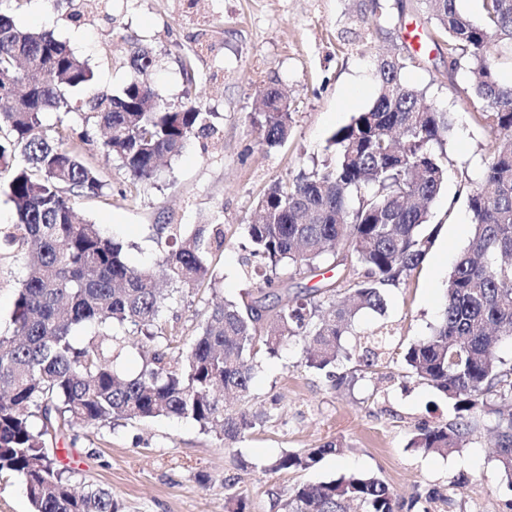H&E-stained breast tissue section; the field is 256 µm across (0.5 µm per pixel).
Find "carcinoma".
I'll use <instances>...</instances> for the list:
<instances>
[{
	"mask_svg": "<svg viewBox=\"0 0 512 512\" xmlns=\"http://www.w3.org/2000/svg\"><path fill=\"white\" fill-rule=\"evenodd\" d=\"M434 34L448 45V73L472 75L471 94L492 150L481 183L466 186L473 224L468 248L443 287L434 333L403 355L416 377L453 401L458 421L418 429L411 446L425 453L462 447L485 397L512 402V367L496 357L512 341V85L497 76L494 42L512 52V0H484V19L472 21L458 0H424ZM131 75L116 95L92 94L83 127H48L49 110L73 111L66 93L90 89L94 72L51 31L18 26L0 13V163L21 155L3 192L16 223L0 226V250L21 259L27 274L17 287L10 333L0 335V473L25 484L33 512H119L112 494L90 485L82 493L56 468L47 443L79 426L114 420L177 417L219 433L232 444L261 417L227 413L221 393L245 397L253 359L278 352L294 337L307 343L305 365L325 371L339 362L342 336L362 310L386 312L387 292L405 283L424 260L431 235L430 206L448 177L443 149L448 113L426 104L423 90L402 80L414 54L374 58L373 104L328 139L334 160L295 179L272 183L245 225L243 271L260 278L262 295L226 299L199 324L186 349L160 343L163 312L185 288L216 283L213 256L224 251V225L163 224L153 264L134 268L127 246L79 218L77 201L100 193L103 181L86 159L91 130L106 131L105 150L135 187L151 183L159 161L181 153L192 136L213 130L211 113L193 101L172 109L156 99L154 59L130 50ZM292 104L266 88L253 124L270 147L288 139ZM362 270L336 284L315 285L278 306L264 301L290 276L314 275L321 263ZM133 334L143 337L142 366L125 375L119 359ZM365 366L390 355L387 333L367 336ZM495 449L512 487V412H498ZM339 444L285 451L272 471H305ZM397 512L384 481L362 474L300 483L288 490L283 512Z\"/></svg>",
	"mask_w": 512,
	"mask_h": 512,
	"instance_id": "cac0c4a2",
	"label": "carcinoma"
}]
</instances>
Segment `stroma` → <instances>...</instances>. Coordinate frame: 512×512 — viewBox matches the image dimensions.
<instances>
[{"label": "stroma", "mask_w": 512, "mask_h": 512, "mask_svg": "<svg viewBox=\"0 0 512 512\" xmlns=\"http://www.w3.org/2000/svg\"><path fill=\"white\" fill-rule=\"evenodd\" d=\"M370 0H0V12L23 27L49 29L87 61L99 92L113 94L130 75V47L154 57V88L170 107L194 101L212 115L214 132L196 135L183 152L165 159L150 185L129 191L118 160L102 147L88 156L106 186L78 212L103 225L127 245V259L140 267L157 254L160 224H224V252L217 257L216 288H187L181 303L165 313L169 339L187 347L199 323L222 299L257 297L259 282L244 276V227L259 198L275 181L329 158L326 146L337 128L367 109L377 95V52L416 51L418 65L403 72L407 84L426 89L428 102L449 112L445 148L448 178L431 209L433 244L405 284L390 289L385 315L365 312L343 338L348 353L334 376L305 365L302 339L280 355L258 354L248 397L229 410L263 416L243 441L222 437L185 419L118 420L82 429L77 441L57 438L60 467L76 486L111 491L121 512H227L230 497L244 495L249 512H278L277 499L299 483L361 473L384 480L397 501L438 492L429 512H512L508 489L495 461L493 428L503 403L478 417L464 447L427 454L410 447L418 428L454 423L457 413L443 394L421 383L402 359L375 367L362 361L366 332L387 325L393 347L429 336L440 315L442 285L457 255L467 248L472 225L462 180L478 179L490 158L491 138L472 103L466 72L448 71L446 45L429 33L422 0H387L382 30L365 23ZM80 20H71L74 10ZM210 50H199V42ZM192 56L194 83L180 61ZM279 87L292 103L288 139L262 144L250 123L257 97ZM21 260L0 255V330L10 324ZM333 440L340 453L308 471L268 472L281 452Z\"/></svg>", "instance_id": "obj_1"}]
</instances>
